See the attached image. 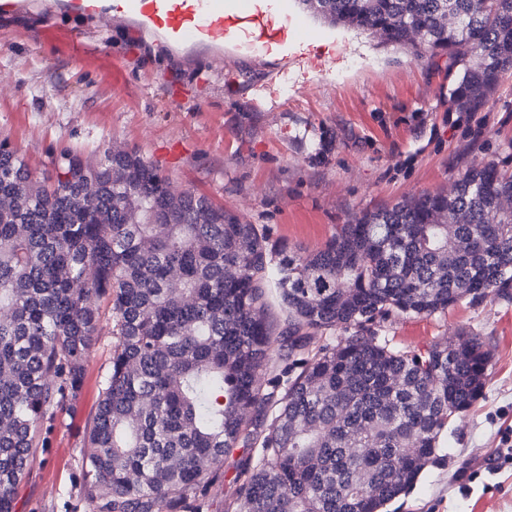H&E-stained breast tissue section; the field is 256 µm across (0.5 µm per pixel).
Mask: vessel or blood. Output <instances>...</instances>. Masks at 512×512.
<instances>
[{"instance_id":"b4317fda","label":"vessel or blood","mask_w":512,"mask_h":512,"mask_svg":"<svg viewBox=\"0 0 512 512\" xmlns=\"http://www.w3.org/2000/svg\"><path fill=\"white\" fill-rule=\"evenodd\" d=\"M66 8L84 16L132 17L173 47L204 44L220 52L259 44L288 52V17L272 18L265 0H238L231 15L224 0H67Z\"/></svg>"}]
</instances>
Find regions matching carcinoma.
<instances>
[{"instance_id": "cac0c4a2", "label": "carcinoma", "mask_w": 512, "mask_h": 512, "mask_svg": "<svg viewBox=\"0 0 512 512\" xmlns=\"http://www.w3.org/2000/svg\"><path fill=\"white\" fill-rule=\"evenodd\" d=\"M300 3L464 65L451 97L471 107L512 70V0ZM51 166L36 176L0 142V512L50 407L82 388L102 300L116 343L81 469L96 512H202L238 448L261 449L241 472L245 512H383L482 395L480 337L406 350L371 325L512 296V173L471 169L307 253L135 151L67 149Z\"/></svg>"}]
</instances>
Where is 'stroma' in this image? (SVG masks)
I'll return each mask as SVG.
<instances>
[{
	"label": "stroma",
	"mask_w": 512,
	"mask_h": 512,
	"mask_svg": "<svg viewBox=\"0 0 512 512\" xmlns=\"http://www.w3.org/2000/svg\"><path fill=\"white\" fill-rule=\"evenodd\" d=\"M287 10L301 61L262 47L175 48L133 19L74 16L63 0H29L0 13V140L35 173L51 155L77 148L91 158L135 150L176 189H191L258 225L270 245L312 252L352 217L426 193H448L468 170H512V73L477 108L448 99L458 68L448 58L415 57L375 34L331 26L298 0ZM71 31L62 46L41 38L49 25ZM111 56L124 81L93 63ZM87 354L79 396L50 408L17 492L16 512H93L81 489L88 427L115 342L109 307ZM379 335L403 349L480 336L491 353L484 394L451 425L452 444L386 512H512V462L501 440L512 433V298L459 302L432 317L391 316ZM471 461L479 475L459 481ZM236 450L210 487L204 512L237 498Z\"/></svg>",
	"instance_id": "obj_1"
}]
</instances>
